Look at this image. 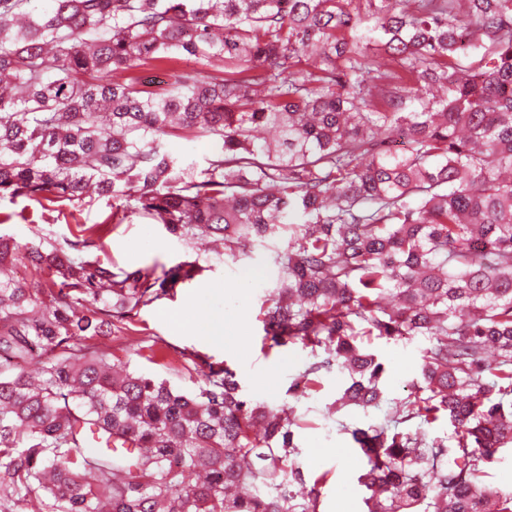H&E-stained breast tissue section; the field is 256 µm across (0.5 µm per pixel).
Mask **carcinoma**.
<instances>
[{"instance_id":"cac0c4a2","label":"carcinoma","mask_w":512,"mask_h":512,"mask_svg":"<svg viewBox=\"0 0 512 512\" xmlns=\"http://www.w3.org/2000/svg\"><path fill=\"white\" fill-rule=\"evenodd\" d=\"M36 2L0 0V198L92 188L232 259L283 240L266 339L324 354L296 396L336 367L337 404L378 408L364 337L429 342L383 422L343 427L366 512H512L483 480L512 446V0ZM146 65L173 69L163 92ZM200 137V170L166 149ZM76 228L0 234V273L38 276L0 277V512H317L298 419L229 368L148 346L192 363L186 394L84 344L197 261L114 270ZM442 417L453 448L425 430Z\"/></svg>"}]
</instances>
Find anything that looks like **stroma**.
<instances>
[{"label": "stroma", "instance_id": "1", "mask_svg": "<svg viewBox=\"0 0 512 512\" xmlns=\"http://www.w3.org/2000/svg\"><path fill=\"white\" fill-rule=\"evenodd\" d=\"M113 212L112 200L97 195L47 209L26 198L1 199L0 214L8 221L0 225V232L25 244L40 236L59 240L75 232L77 225L98 224L103 229L98 256L110 266L134 269L158 263L170 267L183 260L198 259L204 267L201 276L179 288L174 297L138 311L129 332L119 337L91 338V345L111 354L113 362L167 380L183 391H193L194 372L178 362L154 364L142 355L147 345H175L229 367L246 398L274 407L293 405L299 418L295 442L304 469L313 479L323 472L329 475L328 482L318 488V512H364L366 490L357 482L363 463L344 429L383 421L396 402L410 394L419 379L426 339L366 338V346L386 367V400L381 407L367 411L348 407L329 414L337 390L346 381L336 371L324 374L318 393L292 399L288 388L312 361L311 351L299 344L285 349L271 347L258 319L261 301L279 275L273 256L280 249V242L256 245L247 256L232 260L185 244L164 225L151 223L139 212H126L120 222L115 221ZM212 314L224 317L222 337L211 333L208 317Z\"/></svg>", "mask_w": 512, "mask_h": 512}]
</instances>
